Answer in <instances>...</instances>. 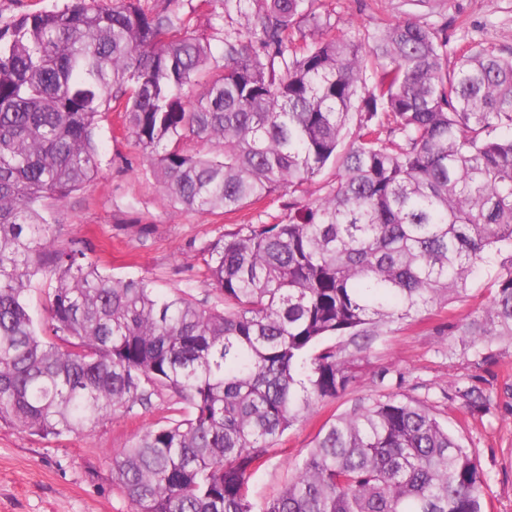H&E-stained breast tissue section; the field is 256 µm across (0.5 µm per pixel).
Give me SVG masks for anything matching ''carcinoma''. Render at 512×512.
<instances>
[{
	"mask_svg": "<svg viewBox=\"0 0 512 512\" xmlns=\"http://www.w3.org/2000/svg\"><path fill=\"white\" fill-rule=\"evenodd\" d=\"M213 1L219 59L173 0H69L0 27V421L84 434L174 394L183 410L112 459L132 512H484L472 449L395 395L324 422L259 506L249 480L353 382L348 346L466 296L492 261L466 335L512 340V51L469 44L450 64L448 27L417 18L363 44L330 34L317 0ZM110 112L177 213L288 197L286 221L206 247L216 305L114 277L81 240L55 247L49 202L97 175ZM35 280L53 341L29 311ZM452 397L488 407L476 386Z\"/></svg>",
	"mask_w": 512,
	"mask_h": 512,
	"instance_id": "1",
	"label": "carcinoma"
}]
</instances>
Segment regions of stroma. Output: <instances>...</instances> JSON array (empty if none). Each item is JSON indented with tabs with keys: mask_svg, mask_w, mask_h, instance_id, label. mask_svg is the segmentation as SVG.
Returning <instances> with one entry per match:
<instances>
[{
	"mask_svg": "<svg viewBox=\"0 0 512 512\" xmlns=\"http://www.w3.org/2000/svg\"><path fill=\"white\" fill-rule=\"evenodd\" d=\"M186 29L222 50L224 20L203 0H175ZM332 31L364 40L395 21L420 16L448 26V50L471 43L512 49V0H322ZM101 166L84 190L54 208L57 246L84 240L88 256L107 273L149 280L164 292L191 290L204 303L214 300L202 284L205 247L239 225L262 217L276 223L287 212L279 196L233 215L175 212L140 151L124 136L117 114L97 129ZM496 265L487 266L468 295L447 307L431 305L415 318L393 324L366 352L355 356L354 380L334 400L319 404L295 423L250 478L255 503L275 495L312 446L320 426L355 405L388 395L425 404L449 431L472 448L487 479L489 512H512V341L469 346L463 324L486 302V285ZM478 386L490 400L484 412H470L449 399V386ZM169 396L129 416L115 413L85 435L40 438L0 424V512H131L112 482V458L130 438L167 413Z\"/></svg>",
	"mask_w": 512,
	"mask_h": 512,
	"instance_id": "35a3bbf8",
	"label": "stroma"
}]
</instances>
